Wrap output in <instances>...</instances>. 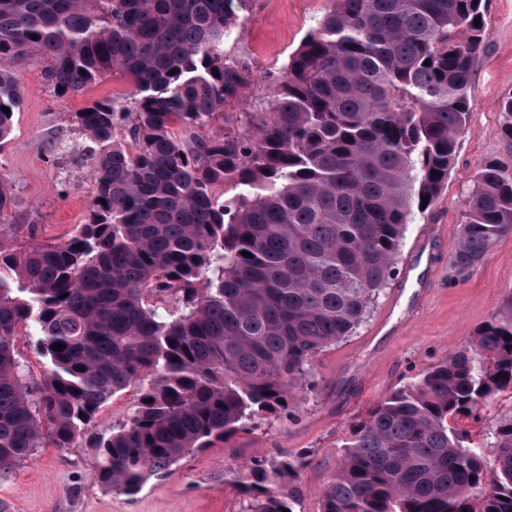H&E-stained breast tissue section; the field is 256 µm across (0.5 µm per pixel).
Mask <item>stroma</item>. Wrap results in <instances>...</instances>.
Listing matches in <instances>:
<instances>
[{
  "mask_svg": "<svg viewBox=\"0 0 512 512\" xmlns=\"http://www.w3.org/2000/svg\"><path fill=\"white\" fill-rule=\"evenodd\" d=\"M328 0H245L239 25L224 40L225 54L244 62L249 85L229 101L228 118L258 112L283 75L289 55L316 25ZM486 39L469 87L472 113L441 195L413 208L396 263V275L380 292L359 329L320 352L313 364L316 390L299 399L291 417L259 425L228 443L195 452L161 478H149L132 496L103 489L95 480L92 449L39 448L0 478L7 512H239L234 480L244 461L301 449L313 462L296 484L295 512H320L322 492L336 472L338 447L354 419L467 343L512 293V236L488 259L458 271L451 256L473 179L488 161L504 157L503 101L512 97V0H484ZM40 58L14 63L24 96L8 139L0 143V170L14 181L19 219L15 246L67 239L94 196L92 165L61 173L49 159L57 138L69 137L71 112L93 99L129 97L134 87L114 72L87 91L61 101L43 80ZM36 234H29V225ZM138 385L112 396L99 410L96 430L121 428L137 402ZM512 417V392L488 400L460 427L470 441L486 443L498 422Z\"/></svg>",
  "mask_w": 512,
  "mask_h": 512,
  "instance_id": "35a3bbf8",
  "label": "stroma"
}]
</instances>
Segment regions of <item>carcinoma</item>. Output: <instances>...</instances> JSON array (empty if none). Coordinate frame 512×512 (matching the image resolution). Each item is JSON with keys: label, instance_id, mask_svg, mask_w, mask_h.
Wrapping results in <instances>:
<instances>
[{"label": "carcinoma", "instance_id": "cac0c4a2", "mask_svg": "<svg viewBox=\"0 0 512 512\" xmlns=\"http://www.w3.org/2000/svg\"><path fill=\"white\" fill-rule=\"evenodd\" d=\"M237 20L236 0H0V140L23 106L16 60L42 58L61 101L114 70L135 87L70 115L68 158L94 161L95 190L69 239L5 244L16 197L0 170L1 478L37 448L78 447L101 406L146 377L127 423L89 444L97 483L117 494L290 416L316 355L356 332L394 276L412 202L448 180L482 0H329L268 107L240 126L224 115L248 85L224 55ZM501 112L512 154V98ZM509 235L512 160H495L475 175L453 266L475 268ZM170 295L179 306L162 304ZM27 324L51 364L37 386L15 347ZM506 335L511 294L359 414L320 512H512V418L484 446L451 426L512 390ZM311 463L249 461L240 512H294Z\"/></svg>", "mask_w": 512, "mask_h": 512}]
</instances>
